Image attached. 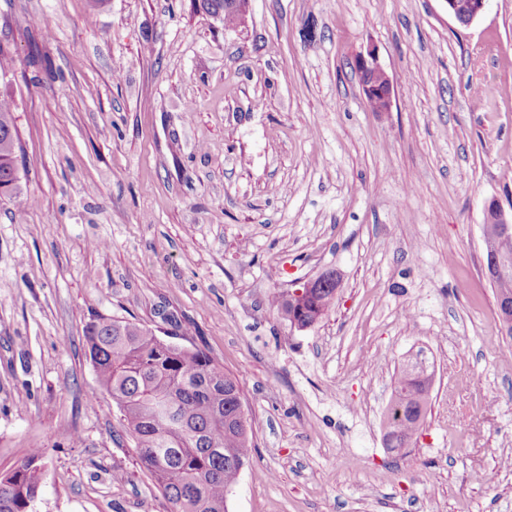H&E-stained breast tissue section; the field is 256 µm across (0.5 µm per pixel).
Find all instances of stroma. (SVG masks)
Segmentation results:
<instances>
[{
  "mask_svg": "<svg viewBox=\"0 0 512 512\" xmlns=\"http://www.w3.org/2000/svg\"><path fill=\"white\" fill-rule=\"evenodd\" d=\"M23 152L0 199V476L38 512H172L101 391L85 328H161L234 375L252 424L228 512H512V338L482 273L512 213V0H0ZM376 46L395 97L354 66ZM39 57H32V48ZM336 272L299 330L273 296ZM434 382L389 450L394 379ZM448 14L461 25L471 24L485 10L488 0H443ZM355 67L360 74L363 93L371 111H390L394 96V84L380 62L378 50L374 46H370L360 52L355 57ZM42 456V449H31L11 473L0 478V512H36L31 504L39 499Z\"/></svg>",
  "mask_w": 512,
  "mask_h": 512,
  "instance_id": "1",
  "label": "stroma"
}]
</instances>
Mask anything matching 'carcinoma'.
Returning a JSON list of instances; mask_svg holds the SVG:
<instances>
[{"label":"carcinoma","instance_id":"carcinoma-1","mask_svg":"<svg viewBox=\"0 0 512 512\" xmlns=\"http://www.w3.org/2000/svg\"><path fill=\"white\" fill-rule=\"evenodd\" d=\"M18 136L12 104L0 99V197L20 203ZM336 284L301 298L279 296L277 311L290 325L311 324L334 306ZM86 327L91 363L112 398L138 458L173 505L174 512H227V494L252 448L249 431L233 420L240 388L204 350L163 349L139 322L101 317ZM428 380L413 370L396 377L386 420L390 448H407L428 405ZM43 452L33 448L0 478V512H33L39 498Z\"/></svg>","mask_w":512,"mask_h":512}]
</instances>
